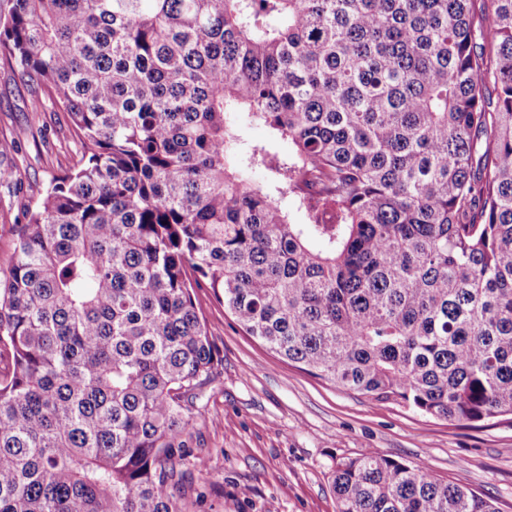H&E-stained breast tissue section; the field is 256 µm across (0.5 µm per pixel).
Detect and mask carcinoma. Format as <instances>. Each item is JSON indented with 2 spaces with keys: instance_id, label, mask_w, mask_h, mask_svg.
Masks as SVG:
<instances>
[{
  "instance_id": "obj_1",
  "label": "carcinoma",
  "mask_w": 512,
  "mask_h": 512,
  "mask_svg": "<svg viewBox=\"0 0 512 512\" xmlns=\"http://www.w3.org/2000/svg\"><path fill=\"white\" fill-rule=\"evenodd\" d=\"M0 65L79 156L0 270V512H186L202 288L338 387L512 416V0H7ZM229 107L291 151L239 159ZM332 488L499 512L376 453Z\"/></svg>"
}]
</instances>
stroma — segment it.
Segmentation results:
<instances>
[{
    "mask_svg": "<svg viewBox=\"0 0 512 512\" xmlns=\"http://www.w3.org/2000/svg\"><path fill=\"white\" fill-rule=\"evenodd\" d=\"M3 137L14 146L0 155V169L24 185H0L1 268L24 206L77 158L68 116L48 103L32 111L19 72L0 66ZM203 318L223 363L189 441L191 512H336V461L368 453L427 461L436 478L512 512V418L470 425L377 402L284 361L219 302H208Z\"/></svg>",
    "mask_w": 512,
    "mask_h": 512,
    "instance_id": "35a3bbf8",
    "label": "stroma"
}]
</instances>
